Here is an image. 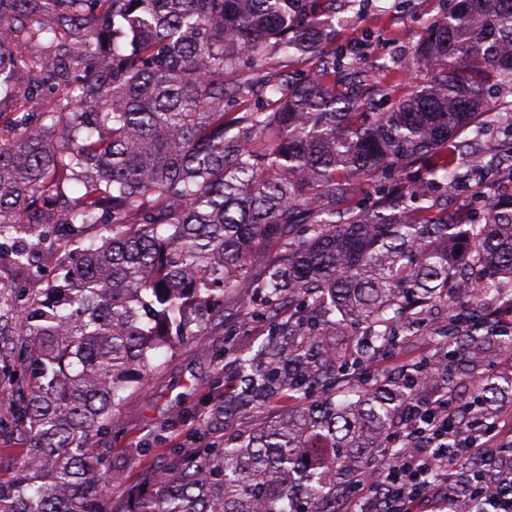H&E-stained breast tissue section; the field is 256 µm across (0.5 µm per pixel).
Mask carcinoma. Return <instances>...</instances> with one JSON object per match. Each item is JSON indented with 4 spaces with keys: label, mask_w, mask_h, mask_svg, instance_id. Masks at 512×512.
<instances>
[{
    "label": "carcinoma",
    "mask_w": 512,
    "mask_h": 512,
    "mask_svg": "<svg viewBox=\"0 0 512 512\" xmlns=\"http://www.w3.org/2000/svg\"><path fill=\"white\" fill-rule=\"evenodd\" d=\"M353 2L0 0V266L33 281L49 251L64 270L0 300V336H24L12 425L30 441L0 512H99L116 476L90 439L154 353L224 316L246 279L270 334L262 366L237 356L243 393L322 394L181 450L126 512H336V463L381 447L415 396L386 379L338 400L337 375L459 300L461 347L512 346L488 331L512 302V206L463 224L435 196L489 86L512 85V0L441 12L412 53L424 77L387 112L372 101L389 88L332 47ZM292 56L317 64L294 81ZM394 171L351 206L361 177ZM284 305L303 315L279 321Z\"/></svg>",
    "instance_id": "carcinoma-1"
}]
</instances>
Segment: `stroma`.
Segmentation results:
<instances>
[{"mask_svg":"<svg viewBox=\"0 0 512 512\" xmlns=\"http://www.w3.org/2000/svg\"><path fill=\"white\" fill-rule=\"evenodd\" d=\"M440 8V0H358L347 14V23L336 30V45L356 48L366 69L381 62L398 66L393 94L401 96L414 75L407 67L410 50L424 39ZM491 100L494 112L456 156L464 181L448 183L441 190L449 207L459 211L466 223L484 214L476 198L490 201L512 195V181L507 178L512 165L505 162L512 129L499 118L500 113L512 110V85L494 86ZM251 296L249 282H242L224 296L223 325L206 327L174 351L159 350L153 371L127 392L107 432L93 439V447L101 450L118 477L106 492L104 512L126 502L131 492L153 491L156 472L172 463L180 449L192 444L200 448L224 445L291 408L286 399L268 398L246 405L238 400L235 357L257 348L269 329L260 303ZM447 322L443 307L431 308L416 335L399 341L376 361L379 376L398 378L401 367L432 355L428 339Z\"/></svg>","mask_w":512,"mask_h":512,"instance_id":"stroma-1","label":"stroma"}]
</instances>
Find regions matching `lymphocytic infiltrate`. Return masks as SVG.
I'll return each instance as SVG.
<instances>
[{
  "mask_svg": "<svg viewBox=\"0 0 512 512\" xmlns=\"http://www.w3.org/2000/svg\"><path fill=\"white\" fill-rule=\"evenodd\" d=\"M414 397L374 464L356 466L341 512H512V403L487 409L441 383V363L422 365Z\"/></svg>",
  "mask_w": 512,
  "mask_h": 512,
  "instance_id": "1",
  "label": "lymphocytic infiltrate"
}]
</instances>
